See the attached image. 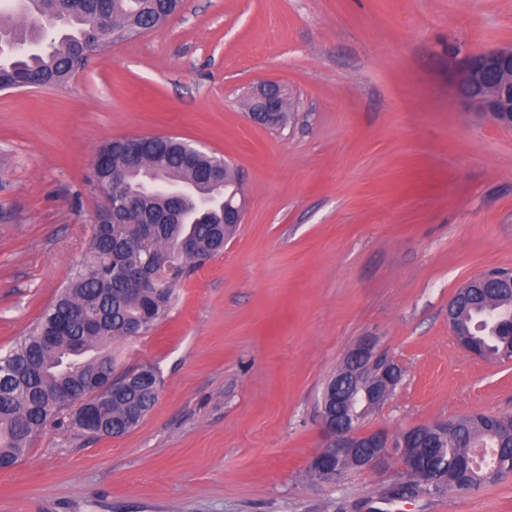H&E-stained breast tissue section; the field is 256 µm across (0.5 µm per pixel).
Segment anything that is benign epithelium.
Returning a JSON list of instances; mask_svg holds the SVG:
<instances>
[{
	"instance_id": "benign-epithelium-1",
	"label": "benign epithelium",
	"mask_w": 512,
	"mask_h": 512,
	"mask_svg": "<svg viewBox=\"0 0 512 512\" xmlns=\"http://www.w3.org/2000/svg\"><path fill=\"white\" fill-rule=\"evenodd\" d=\"M456 94L464 108L488 119L500 128L512 130V48L492 49L471 56L456 79ZM253 118L264 123L273 113L287 111V93L283 86L270 81L250 93ZM375 339L362 336L348 350L343 368L329 384L328 402L322 406L326 447L312 460L317 462L315 481L333 484L334 461L349 458L352 468L364 470L383 464L396 451L404 466L414 460L401 451V438H391L381 429L363 430L356 409L360 401L383 400L402 380L398 364L379 357ZM99 402L112 398V377L102 371L91 380Z\"/></svg>"
}]
</instances>
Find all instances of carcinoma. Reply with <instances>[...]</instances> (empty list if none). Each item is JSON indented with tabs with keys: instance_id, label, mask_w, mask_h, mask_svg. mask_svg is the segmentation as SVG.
I'll use <instances>...</instances> for the list:
<instances>
[{
	"instance_id": "obj_1",
	"label": "carcinoma",
	"mask_w": 512,
	"mask_h": 512,
	"mask_svg": "<svg viewBox=\"0 0 512 512\" xmlns=\"http://www.w3.org/2000/svg\"><path fill=\"white\" fill-rule=\"evenodd\" d=\"M181 0H88L74 10L67 0H8L0 6V44L10 48L0 60V90H13L27 76L41 85L63 87L82 60L87 42L100 34L104 17L123 28L152 29L175 14ZM51 26L55 36L37 49L41 28ZM190 142L169 136L120 138L95 154V178L112 182V204L124 199L125 189L140 193V207L150 232L141 224H125L112 217L110 224L92 226L89 250L56 300L42 313L32 332L0 355V369L11 368L15 381L0 386V465L8 469L30 450L34 440L55 419L70 409L56 396L69 390L91 405L95 402L88 379L112 369V340L125 336L132 321L149 330L167 310L176 288L197 268L224 251L225 239L237 225L224 219V185L233 183L230 165L204 152L190 157ZM181 209L187 223L164 222ZM197 241V250L183 254L178 241L186 234ZM168 258L153 287L145 288L128 276L134 270L153 269L154 260ZM84 308L94 313L96 325L85 330L69 319ZM512 318V299L481 301L467 291L459 313L473 325L487 309ZM472 342L489 357L512 348V335L488 330L473 331ZM151 387H130L125 375L112 378L117 387L112 400L99 407L104 430L84 429L96 436L130 431L132 415L143 419L158 399L160 376L144 367ZM403 438L419 466L405 471L389 496L412 499L420 494L476 491L512 472V417L477 413L448 422V433L406 431Z\"/></svg>"
}]
</instances>
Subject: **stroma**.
Here are the masks:
<instances>
[{
    "label": "stroma",
    "instance_id": "obj_1",
    "mask_svg": "<svg viewBox=\"0 0 512 512\" xmlns=\"http://www.w3.org/2000/svg\"><path fill=\"white\" fill-rule=\"evenodd\" d=\"M512 45V0H184L89 55L66 87L0 91V350L26 336L89 244L98 148L171 135L240 172L245 219L148 332L113 340L158 400L119 437L68 417L0 470V512H512V472L470 494L383 500L398 458L307 475L320 400L362 336L403 378L363 421L391 434L512 414V363L458 344L448 301L512 268V130L455 77ZM284 85L282 126L250 87Z\"/></svg>",
    "mask_w": 512,
    "mask_h": 512
}]
</instances>
